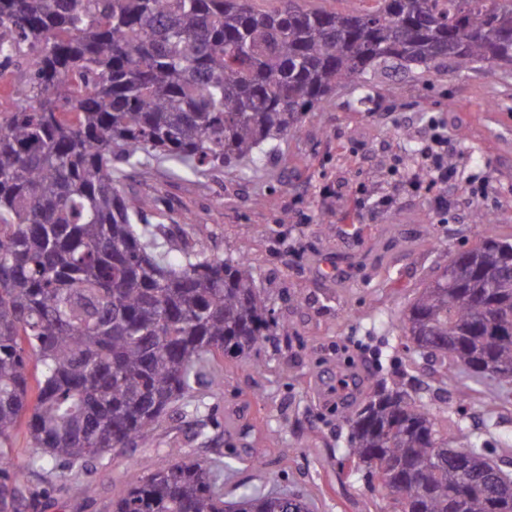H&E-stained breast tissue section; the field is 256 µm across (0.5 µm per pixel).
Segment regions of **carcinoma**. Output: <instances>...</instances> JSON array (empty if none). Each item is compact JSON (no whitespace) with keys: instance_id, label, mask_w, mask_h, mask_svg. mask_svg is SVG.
<instances>
[{"instance_id":"obj_1","label":"carcinoma","mask_w":512,"mask_h":512,"mask_svg":"<svg viewBox=\"0 0 512 512\" xmlns=\"http://www.w3.org/2000/svg\"><path fill=\"white\" fill-rule=\"evenodd\" d=\"M0 57L25 56L0 112V512H38L49 488L154 426L211 376L282 331L244 256L184 246L144 224L121 180L150 160L196 175L254 165L336 85L378 69L512 66V0H376L344 13L297 0H0ZM477 242L410 304L402 329L446 377L512 378V271L480 212ZM340 465L366 468L388 512H512V473L452 448L430 409L378 385L350 413ZM112 512H311L280 493L224 500L210 465L130 468Z\"/></svg>"}]
</instances>
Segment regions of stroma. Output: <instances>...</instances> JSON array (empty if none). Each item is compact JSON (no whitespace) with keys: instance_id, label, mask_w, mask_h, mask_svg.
<instances>
[{"instance_id":"35a3bbf8","label":"stroma","mask_w":512,"mask_h":512,"mask_svg":"<svg viewBox=\"0 0 512 512\" xmlns=\"http://www.w3.org/2000/svg\"><path fill=\"white\" fill-rule=\"evenodd\" d=\"M448 130L458 179L438 210L418 154L430 121ZM145 218L174 246L247 256L254 286L286 335L219 358L194 394L200 411L171 412L149 446L105 454L98 474L51 482L30 466L18 431L12 459L49 486L41 512H109L131 463L154 470L181 459L224 465V497L284 491L316 512H385L384 493L345 462L346 411L376 382L399 383L433 413L458 448L478 438L512 462V381L444 379L431 357L408 351L399 322L450 253L478 235L475 211L512 235V67L494 77L453 67L422 75L389 69L337 88L253 167L176 175L155 161L124 180ZM386 206H379L380 198ZM355 388L336 394L337 377Z\"/></svg>"}]
</instances>
